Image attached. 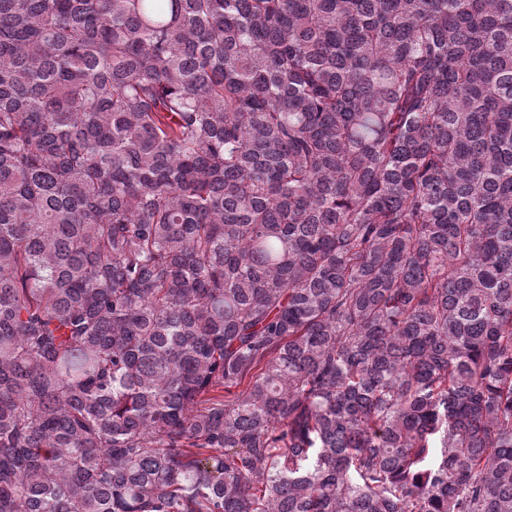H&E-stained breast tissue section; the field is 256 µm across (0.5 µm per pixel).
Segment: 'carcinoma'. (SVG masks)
<instances>
[{
    "label": "carcinoma",
    "mask_w": 512,
    "mask_h": 512,
    "mask_svg": "<svg viewBox=\"0 0 512 512\" xmlns=\"http://www.w3.org/2000/svg\"><path fill=\"white\" fill-rule=\"evenodd\" d=\"M0 512H512V0H0Z\"/></svg>",
    "instance_id": "carcinoma-1"
}]
</instances>
